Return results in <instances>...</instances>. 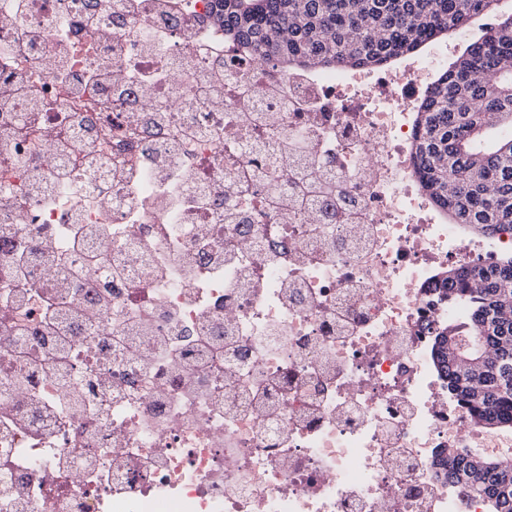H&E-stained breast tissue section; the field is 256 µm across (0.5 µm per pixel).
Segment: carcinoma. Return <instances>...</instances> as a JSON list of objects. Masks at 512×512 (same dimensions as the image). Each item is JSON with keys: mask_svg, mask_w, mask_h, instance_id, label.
<instances>
[{"mask_svg": "<svg viewBox=\"0 0 512 512\" xmlns=\"http://www.w3.org/2000/svg\"><path fill=\"white\" fill-rule=\"evenodd\" d=\"M501 0H215L224 36L286 72L387 69L422 47L490 20L414 106L422 188L452 224L478 236L512 231V15ZM492 130L511 134L489 139ZM445 283L469 320L440 334L448 387L478 425L512 431V254L450 267ZM448 473L512 512V455L448 450Z\"/></svg>", "mask_w": 512, "mask_h": 512, "instance_id": "cac0c4a2", "label": "carcinoma"}]
</instances>
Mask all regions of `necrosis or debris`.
<instances>
[{"instance_id":"necrosis-or-debris-1","label":"necrosis or debris","mask_w":512,"mask_h":512,"mask_svg":"<svg viewBox=\"0 0 512 512\" xmlns=\"http://www.w3.org/2000/svg\"><path fill=\"white\" fill-rule=\"evenodd\" d=\"M214 0H0V512H496L435 357L472 238L416 178L434 60L280 72Z\"/></svg>"}]
</instances>
